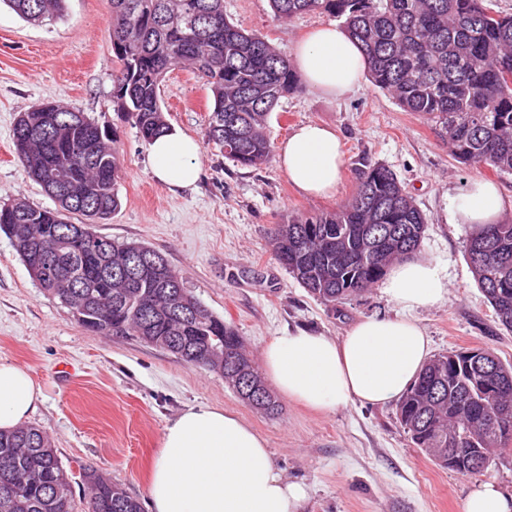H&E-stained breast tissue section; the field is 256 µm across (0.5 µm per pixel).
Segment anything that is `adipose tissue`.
<instances>
[{
  "instance_id": "obj_1",
  "label": "adipose tissue",
  "mask_w": 512,
  "mask_h": 512,
  "mask_svg": "<svg viewBox=\"0 0 512 512\" xmlns=\"http://www.w3.org/2000/svg\"><path fill=\"white\" fill-rule=\"evenodd\" d=\"M293 64L304 84L335 98L367 72L358 45L333 23L297 44ZM148 153L153 175L170 189L198 181L199 145L181 131L161 134ZM279 161L304 194L331 193L344 166L341 138L325 125L298 126L281 144ZM506 205L498 187L480 179L450 199L453 218L475 229L498 223ZM380 286L399 315L360 319L339 340L298 331L267 344L263 370L282 397L334 410L355 402L384 405L404 396L431 354L414 313L446 299L448 273L425 258L402 260L389 267ZM43 400L26 368L0 361V430L28 420ZM149 496L153 512H301L307 489L284 477L266 440L242 419L220 407L197 405L165 426Z\"/></svg>"
}]
</instances>
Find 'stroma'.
<instances>
[{"mask_svg": "<svg viewBox=\"0 0 512 512\" xmlns=\"http://www.w3.org/2000/svg\"><path fill=\"white\" fill-rule=\"evenodd\" d=\"M224 13L286 56L311 29L330 21L320 13L279 21L269 0H224ZM117 68L112 0H66L63 17L43 25L0 9V203L22 197L38 207L53 204L14 153L21 112L53 100L116 129L121 207L96 232L163 254L185 288L231 323L257 359L289 331L339 339L356 320L395 315L377 286L333 306L321 303L271 247L277 225L339 208L353 192L357 169L379 163L397 175L427 218L418 256L448 270L445 301L416 313L432 355L483 348L512 363V332L497 323L467 258L472 229L446 211L448 196L480 178L500 187L510 203L502 219L512 222V174L459 162L430 122L365 79L336 98L303 88L282 98L271 114L273 147L308 122L331 126L343 139L346 165L335 193L307 197L289 182L278 158L243 167L206 141L210 91L200 75L178 67L162 81L160 103L169 126L199 141L202 173L195 187L173 191L153 177L146 143L115 111ZM1 360L28 369L43 390L45 400L29 423L48 433L68 470L74 512L86 508L88 469L110 475L148 504L149 473L164 428L197 404L234 413L267 440L284 476L308 490L302 512H464L466 495L480 478L512 494V451L482 476L451 472L413 447L397 404L314 411L286 400L281 413L270 416L242 401L217 373L133 336L86 331L38 287L0 232ZM64 364L69 374L62 378L57 369Z\"/></svg>", "mask_w": 512, "mask_h": 512, "instance_id": "1", "label": "stroma"}]
</instances>
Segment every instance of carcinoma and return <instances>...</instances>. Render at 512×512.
Segmentation results:
<instances>
[{
    "label": "carcinoma",
    "mask_w": 512,
    "mask_h": 512,
    "mask_svg": "<svg viewBox=\"0 0 512 512\" xmlns=\"http://www.w3.org/2000/svg\"><path fill=\"white\" fill-rule=\"evenodd\" d=\"M32 24L63 16L65 0H0ZM274 16L309 12L342 21L368 64L372 85L406 112L434 124L464 164L512 172V15L487 0H269ZM112 51L118 63L117 112L151 142L168 129L158 87L173 65L203 74L212 98L205 138L242 167L272 156L266 134L279 100L302 90L287 57L265 37L224 15V0H112ZM13 129L15 154L56 208L22 198L0 205L26 266L48 271L42 290L70 308L84 328L135 336L224 378L254 409L280 406L232 326L202 306L158 251L99 235L94 223L121 206L115 138L82 112L45 102ZM86 221L75 225L69 215ZM89 257L70 250L75 227ZM426 218L396 174L383 165L357 173L339 209L293 217L271 239L278 262L321 302L336 305L368 290L388 265L419 247ZM156 260L173 288L131 273L137 253ZM467 255L475 279L502 327L512 332V224L471 234ZM414 447L462 475L480 457L489 465L512 444V364L445 354L431 360L399 406ZM87 512H142L122 484L84 473ZM0 512H73L71 482L49 435L36 426L0 430Z\"/></svg>",
    "instance_id": "1"
}]
</instances>
